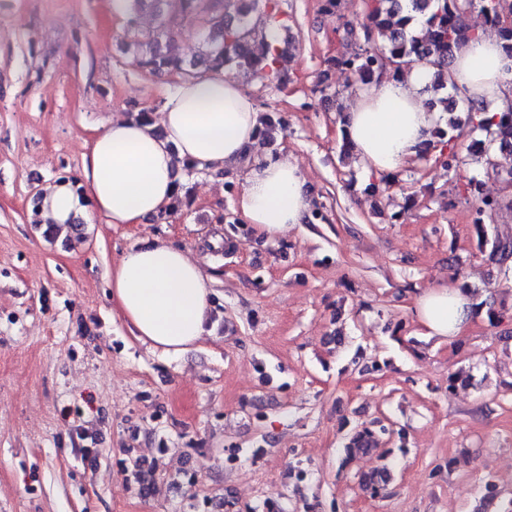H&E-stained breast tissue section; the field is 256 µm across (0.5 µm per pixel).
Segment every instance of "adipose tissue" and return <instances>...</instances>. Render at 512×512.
<instances>
[{
	"label": "adipose tissue",
	"instance_id": "ef3b65f1",
	"mask_svg": "<svg viewBox=\"0 0 512 512\" xmlns=\"http://www.w3.org/2000/svg\"><path fill=\"white\" fill-rule=\"evenodd\" d=\"M460 91L484 101L490 112L512 103V59L494 31L456 53ZM427 70L382 79L355 102L345 128L356 158L370 172L406 168L440 120L421 92ZM258 106L241 80L223 72L187 78L168 93L160 114L162 134L122 118L109 122L82 159V191L70 183L51 186L42 199L45 218L67 227L90 213L105 224H138L169 208L178 160L218 171L254 154L236 207L245 223L273 236L304 223L310 208L307 178L288 157L261 151ZM112 300L135 336L166 356H178L207 335L209 277L192 255L160 238L125 251L109 274ZM474 310L468 291L452 286L422 290L415 300L418 322L430 335L452 339Z\"/></svg>",
	"mask_w": 512,
	"mask_h": 512
}]
</instances>
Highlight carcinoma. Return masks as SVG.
Here are the masks:
<instances>
[{
    "label": "carcinoma",
    "mask_w": 512,
    "mask_h": 512,
    "mask_svg": "<svg viewBox=\"0 0 512 512\" xmlns=\"http://www.w3.org/2000/svg\"><path fill=\"white\" fill-rule=\"evenodd\" d=\"M131 6L155 9L156 29L138 36L133 42L140 64L154 74H188L202 67L226 72L246 69L273 85H280L286 79L284 50L266 44L256 35L254 25V21L262 19L279 24L280 0H131ZM474 13L482 15L484 22L498 31L503 52L512 58V26L501 23L502 0H369L362 22L344 24L345 34L354 49L327 59L328 69L341 68L368 89L384 75L398 78L414 65L424 64L431 71V81L425 87L430 95L429 111L466 113L468 124L485 133V139L468 146V154L487 157L493 174L512 176V107L490 119H482L480 115L486 112L485 107L460 97L450 81L454 49L476 34L469 24V17ZM187 15L197 16L204 30L198 54L191 60L176 51L173 38L180 21ZM421 18L425 19L424 33L419 34L415 24ZM285 129L284 121L275 110L266 107L259 111V138L272 141ZM433 138L435 142L426 143L421 155L441 145L448 149V157L458 159L454 136L446 129L435 128ZM467 192L474 199V227L480 252L499 269L511 268L512 236L489 233L485 217L494 209L511 210L512 199L484 197L480 184L474 180L468 181ZM31 214L33 224L46 226L45 234L57 233L54 225L44 218L37 196L32 200ZM393 434V425L385 424L380 418L355 425L345 436L341 465L371 452L383 436ZM125 471L137 483L140 495L150 494L153 484L149 472L141 467L138 459H129ZM391 480V470L383 466L360 475L359 484L362 491L377 498L386 494ZM482 484L478 512H487L485 507L498 497V487L490 477L483 479Z\"/></svg>",
    "instance_id": "carcinoma-1"
}]
</instances>
